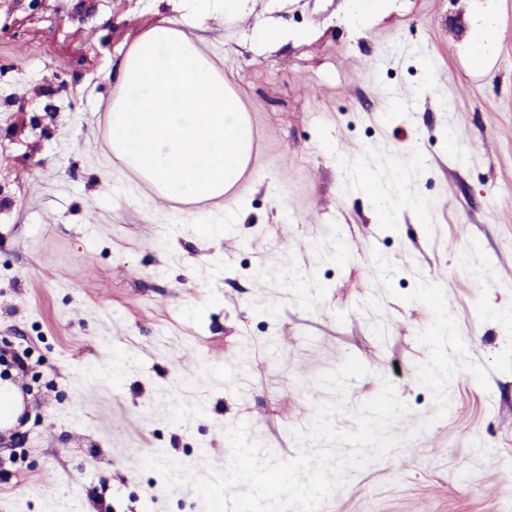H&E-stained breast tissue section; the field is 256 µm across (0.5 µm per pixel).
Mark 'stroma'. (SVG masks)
Instances as JSON below:
<instances>
[{
    "instance_id": "1",
    "label": "stroma",
    "mask_w": 512,
    "mask_h": 512,
    "mask_svg": "<svg viewBox=\"0 0 512 512\" xmlns=\"http://www.w3.org/2000/svg\"><path fill=\"white\" fill-rule=\"evenodd\" d=\"M356 6L243 0L200 25L170 0H0V386L20 400L0 424V512H204L144 458L225 469V430L244 423L295 459L294 430L333 398L317 375L349 355L374 376L348 382L338 428L387 381L409 408L394 433L431 426L320 512H512V0ZM164 19L214 56L253 126L218 208L159 199L106 147L119 62ZM485 28L498 39L475 45ZM363 169L418 209L380 218ZM421 281L487 372L454 373L443 413L417 371L433 314L403 299Z\"/></svg>"
}]
</instances>
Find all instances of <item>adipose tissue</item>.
<instances>
[{
  "mask_svg": "<svg viewBox=\"0 0 512 512\" xmlns=\"http://www.w3.org/2000/svg\"><path fill=\"white\" fill-rule=\"evenodd\" d=\"M107 123L112 154L165 200L223 201L250 162L254 134L240 96L169 20L120 62Z\"/></svg>",
  "mask_w": 512,
  "mask_h": 512,
  "instance_id": "1",
  "label": "adipose tissue"
}]
</instances>
